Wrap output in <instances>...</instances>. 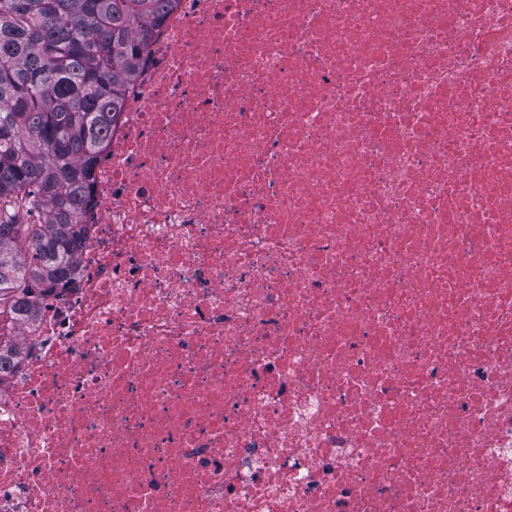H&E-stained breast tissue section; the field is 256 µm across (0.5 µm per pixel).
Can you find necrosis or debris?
<instances>
[{
	"label": "necrosis or debris",
	"instance_id": "4bbe7bcc",
	"mask_svg": "<svg viewBox=\"0 0 512 512\" xmlns=\"http://www.w3.org/2000/svg\"><path fill=\"white\" fill-rule=\"evenodd\" d=\"M0 512H512V0H173Z\"/></svg>",
	"mask_w": 512,
	"mask_h": 512
}]
</instances>
